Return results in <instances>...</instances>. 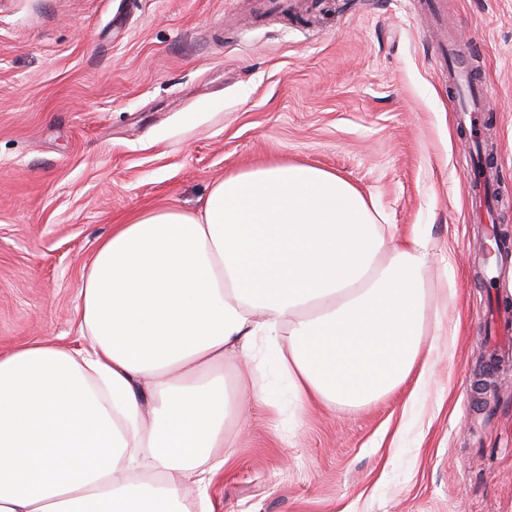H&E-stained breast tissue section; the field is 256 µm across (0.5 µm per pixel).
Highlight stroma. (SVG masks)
Instances as JSON below:
<instances>
[{
  "label": "stroma",
  "mask_w": 512,
  "mask_h": 512,
  "mask_svg": "<svg viewBox=\"0 0 512 512\" xmlns=\"http://www.w3.org/2000/svg\"><path fill=\"white\" fill-rule=\"evenodd\" d=\"M423 0H0V353L75 335L98 242L197 210L225 176L304 163L428 228L440 334L424 390L224 420L215 512H512V361L481 375L512 273L485 282L474 157ZM490 90L486 162L512 240V0H446Z\"/></svg>",
  "instance_id": "35a3bbf8"
}]
</instances>
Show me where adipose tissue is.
<instances>
[{
    "label": "adipose tissue",
    "mask_w": 512,
    "mask_h": 512,
    "mask_svg": "<svg viewBox=\"0 0 512 512\" xmlns=\"http://www.w3.org/2000/svg\"><path fill=\"white\" fill-rule=\"evenodd\" d=\"M430 260L427 233L395 240L314 165L232 173L197 211L114 225L76 345L0 354V512H188L190 484L214 512L225 362L273 357L302 407L378 400L435 344Z\"/></svg>",
    "instance_id": "adipose-tissue-1"
}]
</instances>
